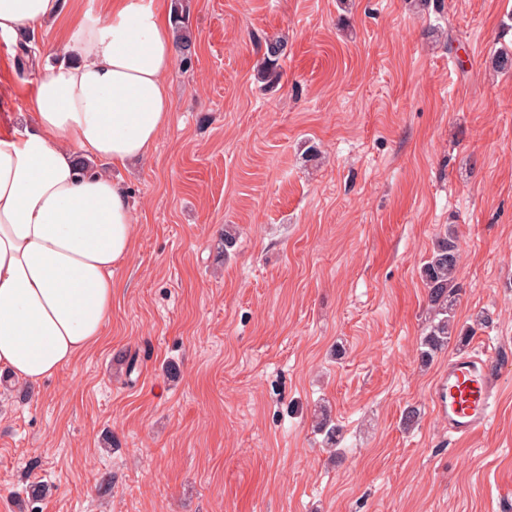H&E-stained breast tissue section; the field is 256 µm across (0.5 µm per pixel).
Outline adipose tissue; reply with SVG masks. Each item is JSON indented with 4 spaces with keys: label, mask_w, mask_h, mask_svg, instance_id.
Segmentation results:
<instances>
[{
    "label": "adipose tissue",
    "mask_w": 512,
    "mask_h": 512,
    "mask_svg": "<svg viewBox=\"0 0 512 512\" xmlns=\"http://www.w3.org/2000/svg\"><path fill=\"white\" fill-rule=\"evenodd\" d=\"M61 21V0H0L1 38ZM66 24L21 123L0 131V373L27 384L100 340L135 238L112 171L149 158L172 112L174 32L147 0Z\"/></svg>",
    "instance_id": "adipose-tissue-1"
}]
</instances>
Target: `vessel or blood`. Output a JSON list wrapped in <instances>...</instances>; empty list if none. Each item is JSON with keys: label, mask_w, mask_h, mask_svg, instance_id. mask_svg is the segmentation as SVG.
<instances>
[{"label": "vessel or blood", "mask_w": 512, "mask_h": 512, "mask_svg": "<svg viewBox=\"0 0 512 512\" xmlns=\"http://www.w3.org/2000/svg\"><path fill=\"white\" fill-rule=\"evenodd\" d=\"M499 389L496 358L485 350L449 360L438 385L449 434L465 440L485 428L499 402Z\"/></svg>", "instance_id": "obj_1"}]
</instances>
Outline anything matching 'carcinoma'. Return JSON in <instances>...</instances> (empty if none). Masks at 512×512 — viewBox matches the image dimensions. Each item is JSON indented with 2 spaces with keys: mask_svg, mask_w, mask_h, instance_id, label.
<instances>
[{
  "mask_svg": "<svg viewBox=\"0 0 512 512\" xmlns=\"http://www.w3.org/2000/svg\"><path fill=\"white\" fill-rule=\"evenodd\" d=\"M177 32V48L181 61L188 63L194 51L192 39L183 33L179 16L173 17ZM460 270V255L457 237L448 231L440 238L429 260L421 270V277L428 289V302L433 314L430 331L425 336L420 350L421 361L427 363L440 349L447 346L451 339L459 343L467 341V334L456 331L454 326V306L458 289L456 281Z\"/></svg>",
  "mask_w": 512,
  "mask_h": 512,
  "instance_id": "obj_1",
  "label": "carcinoma"
}]
</instances>
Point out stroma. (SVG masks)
Masks as SVG:
<instances>
[{
    "label": "stroma",
    "mask_w": 512,
    "mask_h": 512,
    "mask_svg": "<svg viewBox=\"0 0 512 512\" xmlns=\"http://www.w3.org/2000/svg\"><path fill=\"white\" fill-rule=\"evenodd\" d=\"M153 5L196 53L150 158L114 172L138 224L100 342L0 377V512H512V0ZM56 43L0 38V129ZM450 226L455 323L502 384L465 441L433 396L461 346L419 356Z\"/></svg>",
    "instance_id": "stroma-1"
}]
</instances>
